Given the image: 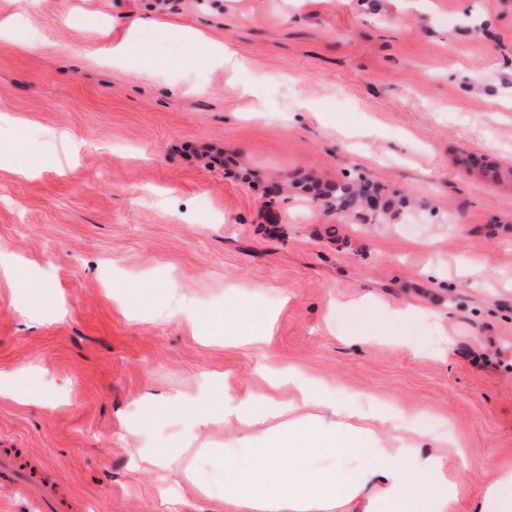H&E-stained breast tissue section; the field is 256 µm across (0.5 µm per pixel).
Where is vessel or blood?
<instances>
[{"label": "vessel or blood", "mask_w": 512, "mask_h": 512, "mask_svg": "<svg viewBox=\"0 0 512 512\" xmlns=\"http://www.w3.org/2000/svg\"><path fill=\"white\" fill-rule=\"evenodd\" d=\"M84 501L48 478L40 457L23 448L0 451V512H84Z\"/></svg>", "instance_id": "1"}]
</instances>
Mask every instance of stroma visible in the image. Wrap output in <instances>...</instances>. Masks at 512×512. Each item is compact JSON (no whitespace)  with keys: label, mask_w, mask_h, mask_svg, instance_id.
Masks as SVG:
<instances>
[{"label":"stroma","mask_w":512,"mask_h":512,"mask_svg":"<svg viewBox=\"0 0 512 512\" xmlns=\"http://www.w3.org/2000/svg\"><path fill=\"white\" fill-rule=\"evenodd\" d=\"M1 22L0 140L44 166L0 169V253L50 279L67 314L22 315L0 275V371L43 369L38 391L66 394L0 398V450L42 456L88 512H222L185 472L218 473L208 451L237 432L217 423L180 465L135 466L133 449L184 440L159 408L138 418L143 397L195 396L213 373L256 391L260 366L291 367L341 402L419 413L449 468L470 462L471 512L512 468V181L456 158L512 166V0H0ZM129 35L138 53L102 55ZM354 172L409 205L360 224L268 193ZM182 298L212 321L190 324ZM364 299L425 314L367 319ZM237 304L275 318L260 351L224 342Z\"/></svg>","instance_id":"1"}]
</instances>
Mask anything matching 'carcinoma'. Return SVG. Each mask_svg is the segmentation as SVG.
Listing matches in <instances>:
<instances>
[{
	"label": "carcinoma",
	"instance_id": "1",
	"mask_svg": "<svg viewBox=\"0 0 512 512\" xmlns=\"http://www.w3.org/2000/svg\"><path fill=\"white\" fill-rule=\"evenodd\" d=\"M466 168L480 176L491 175L499 179L504 175L512 177V167L503 169L488 168L481 158L467 154L461 158ZM302 189L313 192L314 199L334 213L353 214L364 224H375L385 218L395 207L405 200H395L379 183L365 174L346 176L334 183L320 186L311 184Z\"/></svg>",
	"mask_w": 512,
	"mask_h": 512
}]
</instances>
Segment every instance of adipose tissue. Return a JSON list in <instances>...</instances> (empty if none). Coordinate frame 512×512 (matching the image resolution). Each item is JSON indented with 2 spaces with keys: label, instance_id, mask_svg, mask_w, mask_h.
Returning <instances> with one entry per match:
<instances>
[{
  "label": "adipose tissue",
  "instance_id": "1",
  "mask_svg": "<svg viewBox=\"0 0 512 512\" xmlns=\"http://www.w3.org/2000/svg\"><path fill=\"white\" fill-rule=\"evenodd\" d=\"M260 374L262 392L204 388L162 401L186 434L219 421L239 431L224 449L221 484L200 489L224 512H456L463 479L422 447L409 410L389 408L372 428L355 407L301 384L293 369ZM290 384L299 398L280 397Z\"/></svg>",
  "mask_w": 512,
  "mask_h": 512
}]
</instances>
